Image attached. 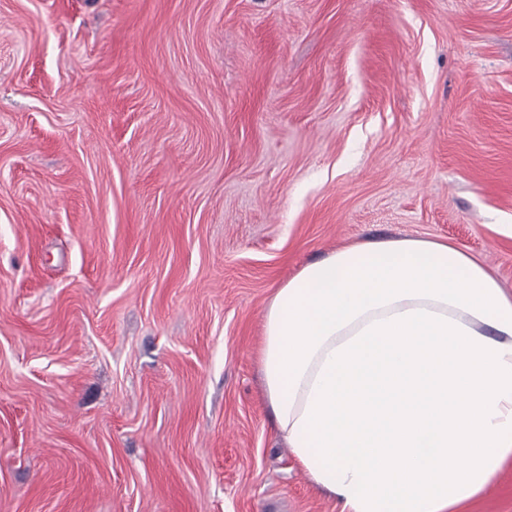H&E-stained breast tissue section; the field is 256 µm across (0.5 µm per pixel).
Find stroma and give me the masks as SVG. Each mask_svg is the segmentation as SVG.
Wrapping results in <instances>:
<instances>
[{
  "instance_id": "obj_1",
  "label": "stroma",
  "mask_w": 512,
  "mask_h": 512,
  "mask_svg": "<svg viewBox=\"0 0 512 512\" xmlns=\"http://www.w3.org/2000/svg\"><path fill=\"white\" fill-rule=\"evenodd\" d=\"M403 237L512 293V0H0V512H338L264 312Z\"/></svg>"
}]
</instances>
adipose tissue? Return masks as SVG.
Instances as JSON below:
<instances>
[{
	"mask_svg": "<svg viewBox=\"0 0 512 512\" xmlns=\"http://www.w3.org/2000/svg\"><path fill=\"white\" fill-rule=\"evenodd\" d=\"M275 428L340 512H457L512 461V295L461 248L361 241L266 307Z\"/></svg>",
	"mask_w": 512,
	"mask_h": 512,
	"instance_id": "1",
	"label": "adipose tissue"
}]
</instances>
